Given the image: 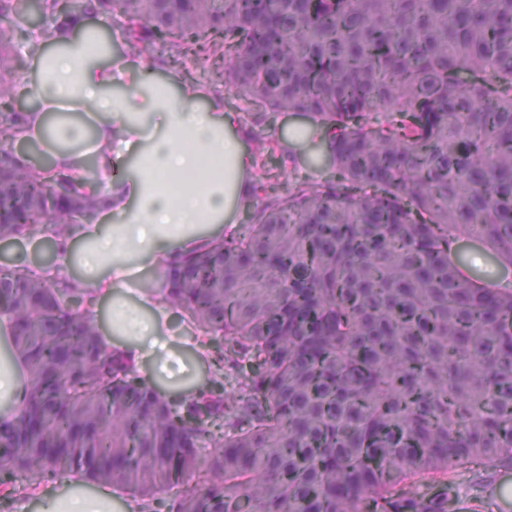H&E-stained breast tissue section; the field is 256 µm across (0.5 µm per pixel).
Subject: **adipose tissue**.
<instances>
[{
	"mask_svg": "<svg viewBox=\"0 0 512 512\" xmlns=\"http://www.w3.org/2000/svg\"><path fill=\"white\" fill-rule=\"evenodd\" d=\"M39 39L48 50L37 56L36 75L25 85L34 109L22 139L55 149L61 168L79 181V160L87 153L107 159L118 131L125 149L137 154V173L128 179L104 169L102 212L120 214L122 222L70 226L55 262L33 265L36 276L75 267L78 287L108 297L132 271L167 264L234 231L238 208L251 196L255 164L236 134V113L200 107L192 90L174 95L138 80L113 93L112 67L84 24L53 22ZM168 310L163 297H146L115 305L111 321L139 343L157 335L155 316Z\"/></svg>",
	"mask_w": 512,
	"mask_h": 512,
	"instance_id": "1",
	"label": "adipose tissue"
}]
</instances>
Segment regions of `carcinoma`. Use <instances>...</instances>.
I'll list each match as a JSON object with an SVG mask.
<instances>
[{
  "instance_id": "1",
  "label": "carcinoma",
  "mask_w": 512,
  "mask_h": 512,
  "mask_svg": "<svg viewBox=\"0 0 512 512\" xmlns=\"http://www.w3.org/2000/svg\"><path fill=\"white\" fill-rule=\"evenodd\" d=\"M42 0L62 23L87 10ZM133 49L222 53L266 121L309 118L326 167L272 195L257 142L251 221L157 271L210 366L167 397L108 347L96 290L0 270L5 353L29 372L0 406V495L21 475L112 487L157 512H421L401 486L512 462V0H97ZM0 114V239L93 220L105 184L16 161ZM459 250L463 261L478 274L489 278L504 276L512 278V270L508 271L498 265L492 256L483 249L478 242L474 240L463 241L460 243Z\"/></svg>"
}]
</instances>
